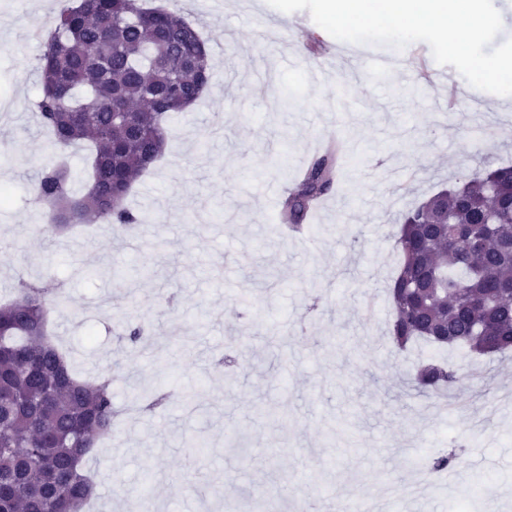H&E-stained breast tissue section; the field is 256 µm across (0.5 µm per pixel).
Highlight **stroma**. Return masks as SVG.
I'll return each mask as SVG.
<instances>
[{
	"label": "stroma",
	"instance_id": "35a3bbf8",
	"mask_svg": "<svg viewBox=\"0 0 512 512\" xmlns=\"http://www.w3.org/2000/svg\"><path fill=\"white\" fill-rule=\"evenodd\" d=\"M158 2L198 25L210 91L173 120L163 158L135 183L127 207L140 223L41 241L37 173L63 160L74 192L88 182L87 148L55 151L35 106L41 48L27 34L66 0H0V299L22 279L63 284L49 335L80 372L112 379L115 432L85 462L98 487L91 512L146 502L151 512H243L259 487L275 494L268 512H295L317 488L327 492L319 512L343 499L381 512H512V355L451 352L461 388L448 416L411 381L417 355L441 349L402 353L387 335L400 214L512 162V110L437 80L423 42L370 46L398 57L396 81H420L419 96L388 94L367 62L333 54L309 11L225 0L215 15L206 0ZM314 65L323 82L302 85L299 67ZM328 135L344 150L333 188L303 235L284 233L268 192L295 184ZM128 321L145 328L138 344L120 336ZM144 387L162 405L130 410ZM234 429L250 438L247 456L224 451ZM187 434L209 440L190 466ZM442 450L460 463L437 479L425 465Z\"/></svg>",
	"mask_w": 512,
	"mask_h": 512
}]
</instances>
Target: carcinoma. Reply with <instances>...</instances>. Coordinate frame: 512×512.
Here are the masks:
<instances>
[{"instance_id": "cac0c4a2", "label": "carcinoma", "mask_w": 512, "mask_h": 512, "mask_svg": "<svg viewBox=\"0 0 512 512\" xmlns=\"http://www.w3.org/2000/svg\"><path fill=\"white\" fill-rule=\"evenodd\" d=\"M49 32L37 110L56 149L88 143L92 161L81 195L66 166L39 174L36 198L49 207L40 231L133 224L125 201L136 176L164 152L174 115L209 86L206 42L181 13L146 0H76ZM338 153L324 150L285 198L280 220L290 232H303L333 187ZM400 221L389 340L401 350L422 340L476 356L512 351V164L459 179ZM64 301L62 289L22 280L0 303V512H83L93 488L83 462L112 438V380L79 377L48 336V306ZM459 381L449 360H422L413 375L431 397ZM456 464V454L439 453L427 470Z\"/></svg>"}]
</instances>
